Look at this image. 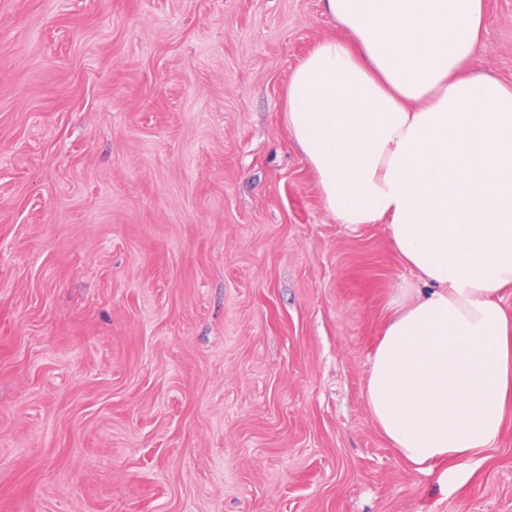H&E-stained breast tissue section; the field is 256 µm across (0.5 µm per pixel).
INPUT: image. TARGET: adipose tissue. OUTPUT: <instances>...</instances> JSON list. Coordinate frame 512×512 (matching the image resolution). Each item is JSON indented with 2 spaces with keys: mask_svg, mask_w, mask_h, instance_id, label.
I'll return each mask as SVG.
<instances>
[{
  "mask_svg": "<svg viewBox=\"0 0 512 512\" xmlns=\"http://www.w3.org/2000/svg\"><path fill=\"white\" fill-rule=\"evenodd\" d=\"M342 29L293 70L284 121L340 224L385 223L423 284L365 397L417 468L463 470L512 402V85L472 73L484 0H323Z\"/></svg>",
  "mask_w": 512,
  "mask_h": 512,
  "instance_id": "adipose-tissue-1",
  "label": "adipose tissue"
}]
</instances>
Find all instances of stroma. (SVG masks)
Segmentation results:
<instances>
[{
    "label": "stroma",
    "mask_w": 512,
    "mask_h": 512,
    "mask_svg": "<svg viewBox=\"0 0 512 512\" xmlns=\"http://www.w3.org/2000/svg\"><path fill=\"white\" fill-rule=\"evenodd\" d=\"M322 0H0V512H512V408L416 470L365 400L418 281L283 119ZM478 70L512 84V0Z\"/></svg>",
    "instance_id": "obj_1"
}]
</instances>
